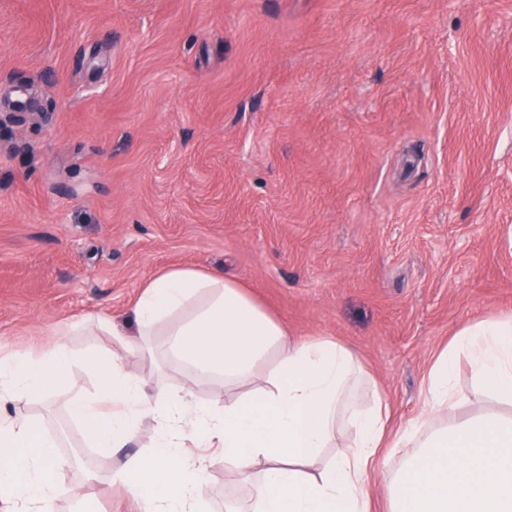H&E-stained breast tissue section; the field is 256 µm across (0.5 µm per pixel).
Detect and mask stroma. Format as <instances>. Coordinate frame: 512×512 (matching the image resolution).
Wrapping results in <instances>:
<instances>
[{"label":"stroma","instance_id":"35a3bbf8","mask_svg":"<svg viewBox=\"0 0 512 512\" xmlns=\"http://www.w3.org/2000/svg\"><path fill=\"white\" fill-rule=\"evenodd\" d=\"M173 267L349 346L403 428L512 312V0H0V353L88 350ZM73 372L19 405L69 462L57 512H136Z\"/></svg>","mask_w":512,"mask_h":512}]
</instances>
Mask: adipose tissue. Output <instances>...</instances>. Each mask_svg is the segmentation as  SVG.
<instances>
[{"mask_svg": "<svg viewBox=\"0 0 512 512\" xmlns=\"http://www.w3.org/2000/svg\"><path fill=\"white\" fill-rule=\"evenodd\" d=\"M132 317L134 331L107 323L111 343L83 354L58 337L35 356L1 355L0 402L68 389L83 361L97 389L73 396L68 413L89 444L123 448L143 416L155 422L152 447L126 455L115 473L140 512H202L216 459L246 489L226 512H371L368 470L385 448L402 451L383 475L387 512H512V414H460L454 386L464 355L491 398L512 405L511 312L454 335L431 366L420 413L394 434L387 402L348 346L291 339L234 280L167 270L144 287ZM125 351L184 366L188 384L133 377ZM199 378L218 387L211 403L194 398ZM362 387L372 392L364 406L354 400ZM55 448L37 420L0 411V512H54Z\"/></svg>", "mask_w": 512, "mask_h": 512, "instance_id": "obj_1", "label": "adipose tissue"}]
</instances>
